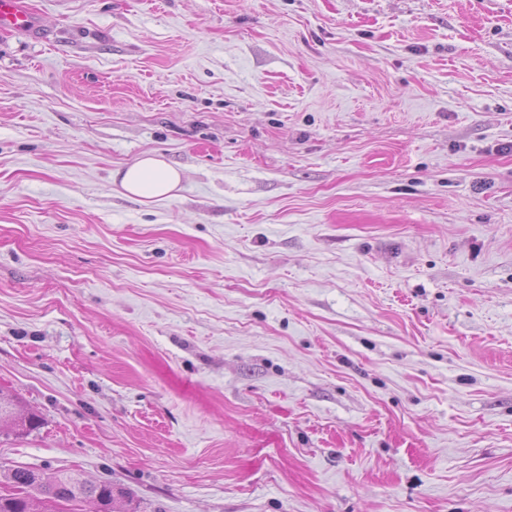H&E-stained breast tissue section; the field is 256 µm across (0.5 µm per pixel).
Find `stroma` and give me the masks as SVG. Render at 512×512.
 Masks as SVG:
<instances>
[{
  "label": "stroma",
  "mask_w": 512,
  "mask_h": 512,
  "mask_svg": "<svg viewBox=\"0 0 512 512\" xmlns=\"http://www.w3.org/2000/svg\"><path fill=\"white\" fill-rule=\"evenodd\" d=\"M0 32V474L137 512H512V0H29ZM146 153L174 198L125 197ZM36 25L35 18L24 0H0V28L26 32ZM0 421L9 422L15 435L21 436L39 426V417L30 413L18 399L0 397Z\"/></svg>",
  "instance_id": "35a3bbf8"
}]
</instances>
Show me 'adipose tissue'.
I'll return each instance as SVG.
<instances>
[{
  "label": "adipose tissue",
  "instance_id": "adipose-tissue-1",
  "mask_svg": "<svg viewBox=\"0 0 512 512\" xmlns=\"http://www.w3.org/2000/svg\"><path fill=\"white\" fill-rule=\"evenodd\" d=\"M115 178L128 195L165 200L174 197L182 173L162 158L147 154L127 168L116 171Z\"/></svg>",
  "mask_w": 512,
  "mask_h": 512
}]
</instances>
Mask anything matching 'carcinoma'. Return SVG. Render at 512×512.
I'll return each mask as SVG.
<instances>
[{
	"mask_svg": "<svg viewBox=\"0 0 512 512\" xmlns=\"http://www.w3.org/2000/svg\"><path fill=\"white\" fill-rule=\"evenodd\" d=\"M0 421L12 425L13 432L24 435L39 426V417L14 398L0 397ZM4 478L18 491V495L0 496V512H38L42 500L57 497L92 499L98 512H107L115 497L124 492H114L112 483H91L75 474L56 471H35L26 467L8 470Z\"/></svg>",
	"mask_w": 512,
	"mask_h": 512,
	"instance_id": "obj_1",
	"label": "carcinoma"
}]
</instances>
